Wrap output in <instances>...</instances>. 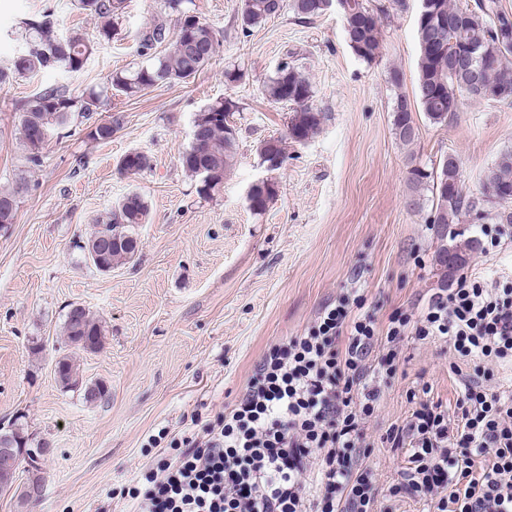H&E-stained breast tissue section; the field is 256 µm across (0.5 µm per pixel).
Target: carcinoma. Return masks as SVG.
I'll return each instance as SVG.
<instances>
[{"mask_svg": "<svg viewBox=\"0 0 512 512\" xmlns=\"http://www.w3.org/2000/svg\"><path fill=\"white\" fill-rule=\"evenodd\" d=\"M272 2L243 0V33L249 34L273 18ZM77 4L79 9L102 19L99 40L109 42L115 37L116 24L126 13L127 0H77ZM280 4L281 9H289L303 19L319 17L329 10L326 0H280ZM165 8L176 15L175 29L167 28L163 22L154 24L145 35L142 48L147 52L170 40L172 50L153 56L152 63L136 70L112 73L107 89L113 94L136 98L152 87L184 82L196 76L215 56L218 40L210 24L186 8L184 0H165ZM338 8L350 48L368 63L377 61L381 57L382 41L379 12L370 8L366 0H342ZM27 31L28 38L21 50L25 58L0 67L1 90L21 76L47 69L76 73L96 49V43L77 31L59 37L52 35L46 15L40 22L27 24ZM416 35L419 45L416 99L431 123L448 122L464 100L512 101V68L506 63L507 57L512 56V46H505L506 40L512 37V11L503 9L500 0H475V4L464 7L451 0H421ZM468 45L478 50L480 59L472 63L460 59L459 50ZM263 93L273 103L292 107L288 139L303 143L319 128L323 115L311 104L310 79L296 61L277 69L263 85ZM102 96L103 93L94 89L79 93L67 84H60L18 102L15 111L26 160L33 165L41 163L48 140L40 138L39 133L65 129L80 118L91 119ZM237 111V103L226 98L206 105L195 115V134L189 147L181 153L180 163L198 179L197 193L203 198H212L220 192L224 173L235 158L237 125L233 117ZM121 124V117L111 115L90 125L88 136L107 143ZM393 127L401 142L414 141L417 127L403 96L396 97L393 106ZM257 153L268 170L280 169L286 158L284 138L272 136L260 141ZM119 166L122 174L135 177L150 167V159L142 151L131 150L121 158ZM409 181L415 190L431 192V224H453L462 215L512 224V149L500 153L484 175L476 195L463 191L459 167L451 156L431 170L419 166L411 169ZM277 193V183L272 180L253 185L248 194L250 209L257 214L266 211ZM494 199L497 210L481 215L484 203ZM17 207L18 191H0V228L14 223ZM147 216L144 197L130 191L78 248L102 273L133 262L140 253V240L133 229L145 223ZM478 245V240L471 239L459 246H444L437 254V262L451 274L467 262ZM64 335L71 344L95 351L101 346L103 326L85 308L74 305L66 314ZM55 373L63 387L83 391L88 401H101L107 396V388L100 383L87 388L67 356L55 362ZM0 443L15 448L29 447L27 433L20 427L1 432ZM21 465L16 459L7 463L0 456V492L13 487Z\"/></svg>", "mask_w": 512, "mask_h": 512, "instance_id": "cac0c4a2", "label": "carcinoma"}]
</instances>
